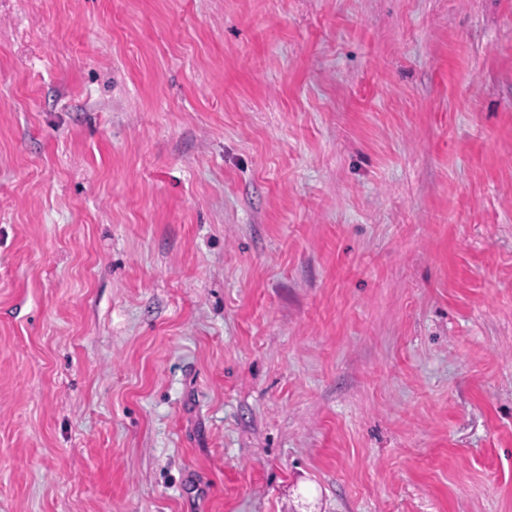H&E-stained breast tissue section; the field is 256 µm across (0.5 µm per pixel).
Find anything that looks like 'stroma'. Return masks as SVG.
I'll return each instance as SVG.
<instances>
[{"label": "stroma", "instance_id": "35a3bbf8", "mask_svg": "<svg viewBox=\"0 0 512 512\" xmlns=\"http://www.w3.org/2000/svg\"><path fill=\"white\" fill-rule=\"evenodd\" d=\"M0 512H512V0H0Z\"/></svg>", "mask_w": 512, "mask_h": 512}]
</instances>
